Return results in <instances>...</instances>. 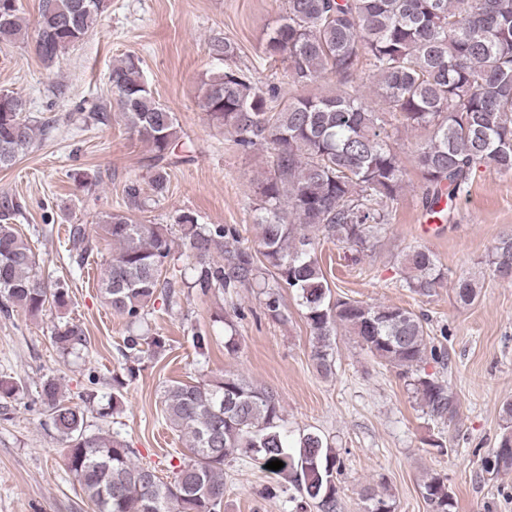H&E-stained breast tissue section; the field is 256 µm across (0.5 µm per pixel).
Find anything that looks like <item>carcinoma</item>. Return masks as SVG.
I'll use <instances>...</instances> for the list:
<instances>
[{
    "label": "carcinoma",
    "mask_w": 512,
    "mask_h": 512,
    "mask_svg": "<svg viewBox=\"0 0 512 512\" xmlns=\"http://www.w3.org/2000/svg\"><path fill=\"white\" fill-rule=\"evenodd\" d=\"M19 0H0V42L27 35ZM107 8L105 0H41L34 25L35 51L46 65L60 63L81 42ZM209 52L218 60L236 55L227 38H215ZM265 56L286 63L290 83L302 90L327 75L340 88L333 96L298 94L279 99L274 85L259 87L243 70L229 68L201 86V108L209 122L237 138L244 149H273L271 170L255 186L258 247L242 244L232 225L200 224L190 213L178 217L181 254L189 260L180 278L203 295L232 292L270 277L263 305L274 320L287 319L280 289L296 292L312 336L311 358L322 376L333 373L336 336L350 330L363 349L400 369L420 396L423 411L448 421L457 401L448 383L424 372L428 350L426 319L408 309L365 305L335 298L318 256L319 232L355 252H370L393 219L394 202L407 169L393 121L423 129L428 136L412 154L425 186L423 203L458 199L483 166L512 173V0H287L263 45ZM376 81L379 107L366 101L360 74ZM118 118L150 147L149 181L156 195L168 191L169 172L178 155L181 128L175 113L153 95L141 59L131 53L116 60L110 73ZM25 104L0 91V168L12 166L42 129L23 116ZM19 205L0 203V297L34 315L48 303L71 301L62 285L51 287L36 272L28 241L8 223ZM102 230L115 247L106 262L100 290L112 312L127 322L118 352L127 378L112 377V395L98 401L97 385L75 402L58 379L46 376L39 398L65 450L66 467L96 512H221L224 464L246 454L264 466L277 487L287 484L317 512H338L336 450L316 431L290 439L278 396L233 374L164 387V416L185 438L188 462L165 481L117 432H87V412L101 419L117 412L122 389L136 366L159 355L166 337L145 328L149 304L163 297L177 303V278L167 277L173 244L167 229L144 224L125 212L102 218ZM69 252L82 263L93 252L86 226L68 231ZM491 274L512 268V236L502 237L488 254ZM405 283L430 296L444 278L435 254L417 247L404 255ZM483 285L458 277L456 301L468 307ZM52 343L63 360L87 351L83 327L62 322ZM24 387L0 378V404L16 402ZM499 447L483 472L512 471V401L500 408ZM423 498L430 512H455L447 478L429 474ZM364 512H395L387 489L370 488Z\"/></svg>",
    "instance_id": "obj_1"
}]
</instances>
